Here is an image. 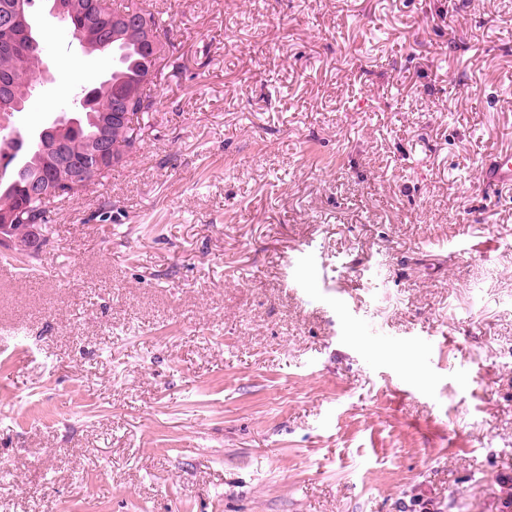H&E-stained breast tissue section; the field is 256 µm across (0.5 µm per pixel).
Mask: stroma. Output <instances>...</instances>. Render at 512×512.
<instances>
[{
  "instance_id": "stroma-1",
  "label": "stroma",
  "mask_w": 512,
  "mask_h": 512,
  "mask_svg": "<svg viewBox=\"0 0 512 512\" xmlns=\"http://www.w3.org/2000/svg\"><path fill=\"white\" fill-rule=\"evenodd\" d=\"M152 127L0 276V512H512V0H148ZM70 111L112 59L43 21ZM482 177L490 187L512 183V152L497 153L494 160L482 169Z\"/></svg>"
}]
</instances>
